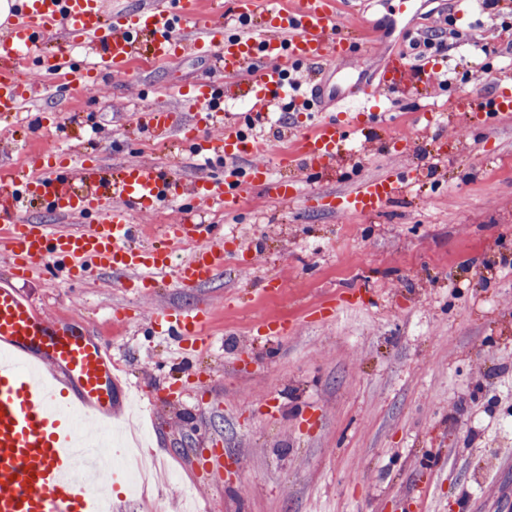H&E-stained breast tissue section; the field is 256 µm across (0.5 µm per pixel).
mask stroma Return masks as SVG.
Instances as JSON below:
<instances>
[{"label":"stroma","mask_w":512,"mask_h":512,"mask_svg":"<svg viewBox=\"0 0 512 512\" xmlns=\"http://www.w3.org/2000/svg\"><path fill=\"white\" fill-rule=\"evenodd\" d=\"M395 3L341 10L336 31L352 36L353 63L373 81L390 49L412 51L438 29L434 58L450 83L389 104L381 139L334 171L275 169L302 199L284 204L249 185L237 212L214 206L211 223L236 239L213 281L150 292L109 273L11 280L39 310L111 345L118 389L146 388L133 399L143 453L178 477L133 493L113 473L112 512H183L190 491L200 512H512V121L447 117L512 73V0L462 16L453 0H417V15L392 28ZM19 77L40 96L19 116L0 113V172L59 145L109 168L164 164L177 179L220 182L291 146L277 116L252 123L238 102L230 121L265 149L229 163L178 153L129 122L169 102L173 83L217 79L201 57L139 58L105 73L91 99L32 64ZM48 111L62 125L44 126ZM399 169L418 177L405 198L373 215L328 213L327 193ZM171 305L211 307L209 356L155 328L156 310ZM265 317L287 336L267 338Z\"/></svg>","instance_id":"stroma-1"}]
</instances>
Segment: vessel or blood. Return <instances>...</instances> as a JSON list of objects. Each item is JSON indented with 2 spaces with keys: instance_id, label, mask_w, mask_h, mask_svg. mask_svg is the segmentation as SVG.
Returning a JSON list of instances; mask_svg holds the SVG:
<instances>
[{
  "instance_id": "b4317fda",
  "label": "vessel or blood",
  "mask_w": 512,
  "mask_h": 512,
  "mask_svg": "<svg viewBox=\"0 0 512 512\" xmlns=\"http://www.w3.org/2000/svg\"><path fill=\"white\" fill-rule=\"evenodd\" d=\"M10 24L0 29V112L19 111L35 90L15 78L27 60L46 71L63 66L62 53L48 51L52 35L79 46L109 71L129 68L139 51L157 63H168L192 51L216 59L227 71L242 72L231 89L208 83L179 89L178 104L194 112L205 126H223L213 139L195 130L177 131L174 109L156 105L136 119L137 125L160 135L177 133L182 145L197 155L227 159L259 150L258 142L225 122L223 101H248L256 113L270 111L285 92L283 58L324 68L326 75L310 88L311 95L332 109L309 133L300 137L296 156L307 169L324 173L340 161L351 134L364 133L361 120L346 118V105L363 99L369 112H379L391 93L414 84H430L433 69H413L405 54L387 60L378 84L365 82L351 62L346 38L336 33V0H293L292 6L257 17L253 0H237L241 23L257 22L258 35L230 34L225 24L191 32L189 20L202 0H144L140 9L108 16L103 0H21ZM461 120L470 113L512 118V95H479L465 99ZM408 175L388 173L361 180L351 189L332 194L333 209L343 214L373 215L399 198ZM189 191L202 204L223 202L225 211L240 202L235 182L197 181L183 186L155 167L128 163L111 177L93 159L72 160L44 149L33 172L16 171L0 178V258L14 277L29 280L47 264L60 265L69 278L87 279L108 271L129 288H151L157 273H169L175 287L196 288L224 270V234L220 225L185 216L168 225L170 241H188L196 248L176 262L168 246L137 245L143 233L132 223L134 211L154 209L163 196L178 198ZM46 205L67 217V224H34L26 211ZM98 211L92 224L76 218ZM211 308L163 307L155 325L203 349ZM108 346L87 327L41 313L14 288L0 282V512H99L100 501L78 467L79 442L95 443L96 435L78 433L71 412L93 416L100 424L122 413L115 395L117 378Z\"/></svg>"
}]
</instances>
